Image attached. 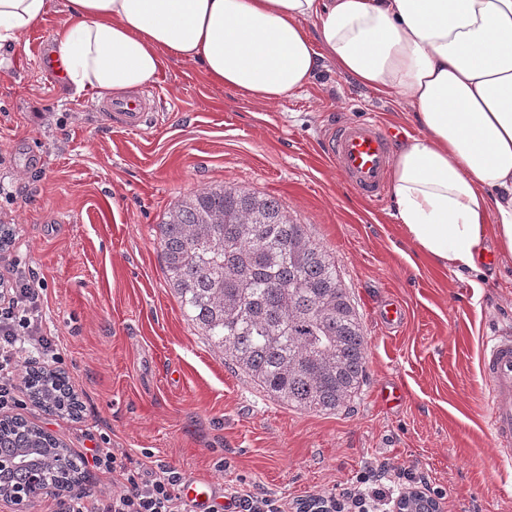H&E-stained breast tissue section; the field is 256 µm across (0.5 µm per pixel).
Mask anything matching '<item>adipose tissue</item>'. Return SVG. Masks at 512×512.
Here are the masks:
<instances>
[{"label":"adipose tissue","instance_id":"ef3b65f1","mask_svg":"<svg viewBox=\"0 0 512 512\" xmlns=\"http://www.w3.org/2000/svg\"><path fill=\"white\" fill-rule=\"evenodd\" d=\"M47 11L0 0V48ZM52 42L69 88L116 98L179 61L278 101L331 62L413 111L390 193L415 252L472 270L490 238L512 258V0H68Z\"/></svg>","mask_w":512,"mask_h":512}]
</instances>
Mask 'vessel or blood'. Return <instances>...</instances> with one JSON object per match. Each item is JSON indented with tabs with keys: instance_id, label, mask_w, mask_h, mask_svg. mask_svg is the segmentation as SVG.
Returning <instances> with one entry per match:
<instances>
[{
	"instance_id": "obj_1",
	"label": "vessel or blood",
	"mask_w": 512,
	"mask_h": 512,
	"mask_svg": "<svg viewBox=\"0 0 512 512\" xmlns=\"http://www.w3.org/2000/svg\"><path fill=\"white\" fill-rule=\"evenodd\" d=\"M154 110L151 93L107 98L101 104L103 116L128 130L145 125ZM394 133L375 121L336 123L328 128L324 151L338 172L367 202H384L392 167ZM479 372L489 386V429L498 453L512 458V336L492 337L479 359ZM217 485L186 478L183 493L193 503L208 502Z\"/></svg>"
}]
</instances>
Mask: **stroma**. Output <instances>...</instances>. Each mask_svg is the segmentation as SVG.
<instances>
[{
    "instance_id": "1",
    "label": "stroma",
    "mask_w": 512,
    "mask_h": 512,
    "mask_svg": "<svg viewBox=\"0 0 512 512\" xmlns=\"http://www.w3.org/2000/svg\"><path fill=\"white\" fill-rule=\"evenodd\" d=\"M66 12L67 0H49L26 47L0 51V220L16 226L11 258L44 289L56 367L83 410L51 417L22 393L9 415L76 453L116 448L219 479L228 495H339L389 459L421 475L443 512H512V462L493 443L479 373L485 338L512 331V258L457 273L415 256L392 200L360 198L323 150L337 120L416 133L410 108L328 63L305 90L269 102L173 62L149 85L156 111L129 131L39 65ZM222 185L277 199L335 258L367 342L364 384L338 410L282 403L184 317L158 225L180 198ZM391 298L406 309L394 330L376 315ZM390 384L405 390L394 408L378 399Z\"/></svg>"
}]
</instances>
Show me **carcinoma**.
Listing matches in <instances>:
<instances>
[{"label":"carcinoma","instance_id":"carcinoma-1","mask_svg":"<svg viewBox=\"0 0 512 512\" xmlns=\"http://www.w3.org/2000/svg\"><path fill=\"white\" fill-rule=\"evenodd\" d=\"M159 228L164 271L187 320L268 394L299 408L334 411L366 374V339L336 261L273 198L220 186L183 198ZM29 398L77 419L66 378L33 368ZM0 460L12 467L0 493L30 473L24 500L81 475L79 457L21 417L0 419Z\"/></svg>","mask_w":512,"mask_h":512}]
</instances>
